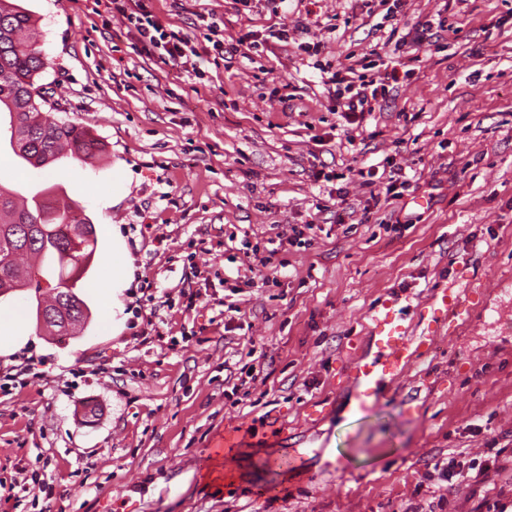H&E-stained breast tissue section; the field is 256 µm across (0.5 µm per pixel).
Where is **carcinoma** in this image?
<instances>
[{
    "label": "carcinoma",
    "instance_id": "obj_1",
    "mask_svg": "<svg viewBox=\"0 0 512 512\" xmlns=\"http://www.w3.org/2000/svg\"><path fill=\"white\" fill-rule=\"evenodd\" d=\"M39 37L31 14L17 0H0V115L9 116L13 154L35 168L58 160L66 149L78 160L95 159L104 152L98 138L43 111L47 99L35 78L47 59L35 47ZM18 200L17 191L0 184V296L34 287L20 263L24 255L50 261L55 287L74 291L96 252L95 225L53 187L37 192L24 208ZM81 227L87 236H77L78 247H69L68 231Z\"/></svg>",
    "mask_w": 512,
    "mask_h": 512
}]
</instances>
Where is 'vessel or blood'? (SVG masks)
<instances>
[{
  "instance_id": "1",
  "label": "vessel or blood",
  "mask_w": 512,
  "mask_h": 512,
  "mask_svg": "<svg viewBox=\"0 0 512 512\" xmlns=\"http://www.w3.org/2000/svg\"><path fill=\"white\" fill-rule=\"evenodd\" d=\"M436 327L416 330L406 323L393 298L382 300L370 313L374 355L354 353L349 358L348 379L354 392L355 411H364L384 387L402 383L432 350L437 327L461 317L466 310L460 292L453 287L436 290L431 297Z\"/></svg>"
}]
</instances>
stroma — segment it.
Wrapping results in <instances>:
<instances>
[{"label": "stroma", "mask_w": 512, "mask_h": 512, "mask_svg": "<svg viewBox=\"0 0 512 512\" xmlns=\"http://www.w3.org/2000/svg\"><path fill=\"white\" fill-rule=\"evenodd\" d=\"M20 2L40 28L52 116L105 153L35 168L0 147L1 183L62 189L98 239L76 289L84 330L59 341L37 329L34 289L0 297L37 338L0 355V512H404L441 498L484 512L498 489L512 505L505 475L452 489L434 470L493 442L512 455V0H303L309 28L284 45L265 8L157 0L187 32L207 11L225 36L254 31L258 48L201 79L141 54L109 0ZM436 17L444 28L418 45L419 22ZM313 41L335 68L400 66L361 128L342 126L302 48ZM387 157L411 187L366 208L352 171ZM313 215L322 232L274 256L278 284L247 287V245ZM119 243L134 273L115 331L101 289ZM147 282L152 300L137 301ZM447 285L474 289L467 322L442 329L408 386L354 413L345 359L374 354L369 312L393 295L417 322ZM22 355L36 374L6 380ZM256 355L269 377L235 402L226 377ZM231 445L239 477L214 487L202 463L223 465ZM35 476L50 498L22 492Z\"/></svg>", "instance_id": "1"}]
</instances>
